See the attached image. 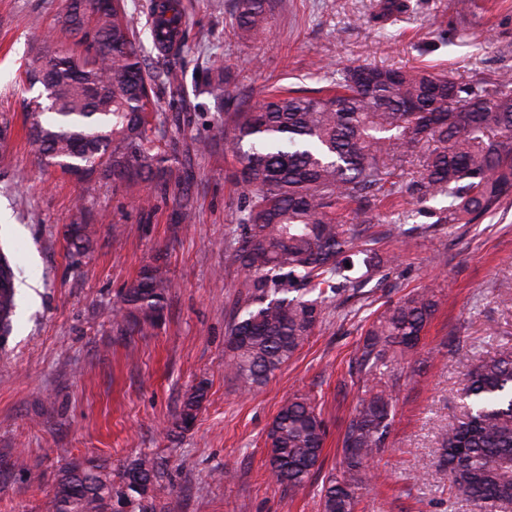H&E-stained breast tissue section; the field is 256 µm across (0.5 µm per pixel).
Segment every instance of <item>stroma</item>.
<instances>
[{"instance_id":"1","label":"stroma","mask_w":512,"mask_h":512,"mask_svg":"<svg viewBox=\"0 0 512 512\" xmlns=\"http://www.w3.org/2000/svg\"><path fill=\"white\" fill-rule=\"evenodd\" d=\"M379 0H271V27L245 35L232 27L235 0H184L188 49L179 61L181 99L160 93L158 111L191 109L174 132L172 166L180 191L85 186L40 166L24 123L30 94L14 81L30 46L50 33L60 0H0V249L12 253L22 290L19 321L0 345V512H42L59 469L93 458L119 470L153 458L167 487L164 512H321V491L339 469L341 439L363 395L355 370L370 315L429 285L443 293L417 348L407 356L384 450L370 463L377 478L357 512H471L436 468L440 435L463 413L459 354L479 359L512 347V194L471 224H438L397 238L400 208L376 205V250L394 254L365 295L326 304L304 347L258 392L224 375V336L239 275L225 257L244 191L230 138L212 139L217 110L200 86L222 66L234 103L254 106L272 86L319 88L361 64L420 67L472 81L512 72V0H407L405 13L376 21ZM260 66H253V57ZM152 194L153 209L140 199ZM95 235L73 253L66 226L77 198ZM171 281L163 318L124 336L112 306L144 266ZM208 386L190 429L175 431L183 401ZM316 397L325 422L323 466L288 494L266 472L267 433L284 399ZM232 480H225V472Z\"/></svg>"}]
</instances>
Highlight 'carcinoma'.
Wrapping results in <instances>:
<instances>
[{"mask_svg": "<svg viewBox=\"0 0 512 512\" xmlns=\"http://www.w3.org/2000/svg\"><path fill=\"white\" fill-rule=\"evenodd\" d=\"M94 0H62L58 25L44 45L31 47L30 86L51 95L50 111L26 127L45 168L98 174L115 186L186 183L166 165L176 148L170 128L181 112H152L160 88L180 89L169 59L185 44L180 0H148L151 36L161 55L147 68L139 32L125 0L96 10ZM269 0H238L237 28L267 23ZM203 92L224 105V70L203 73ZM230 125L239 150L238 181L247 205L224 240L227 260L240 273L227 328L224 373L244 392L261 388L303 348L322 322L326 301L341 297L359 258L367 279L392 257H378L366 236L376 203L401 206L444 196L448 206L428 214L454 224L492 211L512 191V75L463 82L450 74L373 64L350 68L318 95L295 90L267 95L260 104L213 116L210 129ZM416 161L406 181L404 164ZM71 245L91 240L90 225H68ZM170 283L147 266L113 306L115 324L141 330L161 317ZM440 298L432 288L408 293L376 310L360 357L364 396L341 440L339 473L323 488L322 512H356L369 481V462L392 426L397 381L391 366L418 346ZM18 291L10 259L0 252V343L11 334ZM466 410L442 435L438 465L474 512L512 504V349L473 362L461 356ZM207 396L198 384L175 422L187 428ZM325 424L316 399L294 394L268 431V474L292 492L323 465ZM165 486L157 464L138 459L119 480L94 459L63 467L47 494L45 512H159Z\"/></svg>", "mask_w": 512, "mask_h": 512, "instance_id": "carcinoma-1", "label": "carcinoma"}]
</instances>
